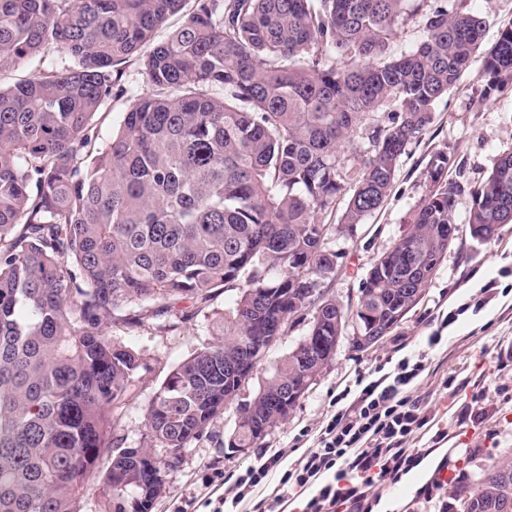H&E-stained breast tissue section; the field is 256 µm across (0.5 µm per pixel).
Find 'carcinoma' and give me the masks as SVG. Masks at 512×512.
I'll return each instance as SVG.
<instances>
[{"mask_svg":"<svg viewBox=\"0 0 512 512\" xmlns=\"http://www.w3.org/2000/svg\"><path fill=\"white\" fill-rule=\"evenodd\" d=\"M187 0H0V70L62 58L0 88V512H149L182 450L224 412V363L262 355L280 326L382 336L418 303L450 241L459 198L485 240L512 224V150L466 188L430 164L431 189L390 259L373 264L357 312L310 290L336 272L329 232L389 195L407 146L482 43L485 19L446 0H192L185 24L148 47ZM411 20L420 37L392 53ZM138 57L153 90L97 145V116L127 93ZM482 99L512 86V26L487 51ZM368 141L360 153L356 139ZM344 202L340 224L320 214ZM214 317V340L174 366L144 407L146 440L116 434L150 363L113 330L180 300ZM315 364L288 351L237 404L231 448L285 418L269 396ZM168 455H157L155 448ZM465 512H512V461L477 467Z\"/></svg>","mask_w":512,"mask_h":512,"instance_id":"cac0c4a2","label":"carcinoma"}]
</instances>
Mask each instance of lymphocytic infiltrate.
I'll list each match as a JSON object with an SVG mask.
<instances>
[{
    "instance_id": "1",
    "label": "lymphocytic infiltrate",
    "mask_w": 512,
    "mask_h": 512,
    "mask_svg": "<svg viewBox=\"0 0 512 512\" xmlns=\"http://www.w3.org/2000/svg\"><path fill=\"white\" fill-rule=\"evenodd\" d=\"M423 359L402 358L339 409L316 447L303 451L283 471L268 497L251 512H275L305 498L303 512H366L373 487L408 470L422 454L415 441L430 410L412 390L424 373ZM332 480H324V473Z\"/></svg>"
}]
</instances>
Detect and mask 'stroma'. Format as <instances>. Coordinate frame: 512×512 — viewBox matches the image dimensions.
Returning a JSON list of instances; mask_svg holds the SVG:
<instances>
[{
	"label": "stroma",
	"instance_id": "obj_1",
	"mask_svg": "<svg viewBox=\"0 0 512 512\" xmlns=\"http://www.w3.org/2000/svg\"><path fill=\"white\" fill-rule=\"evenodd\" d=\"M448 5L485 17V48L512 25V0H448ZM483 60V53H476L459 86L436 103L431 124L401 157L384 205L355 233L330 234L327 247L336 255V274L323 283L328 294L356 303L374 261L393 246L425 198V174L435 155L447 154V179L469 187L483 182L494 158L512 148V87L478 104ZM469 206V196H462L454 214L453 244L419 302L387 336L361 351L341 342L288 419L269 429L260 445L248 452L227 446L236 421L235 406H227L207 432L187 446L152 512H214L225 497L221 475L240 473L278 448L315 447L321 429L338 409L337 397L356 377L376 380L386 363L421 353L426 370L416 393L433 415L417 442L425 454L401 476L403 494L380 489L371 501L372 512H461L458 494L470 485L476 465L512 457V224L490 241H477L470 233ZM486 286L492 295L480 312L459 314L454 323L442 326L450 311ZM194 308L191 300H183L174 315L130 331L131 346L160 360L142 377V399H149L172 366L211 341L210 320L182 321V314ZM437 330L441 344L427 347V336ZM443 465L451 472L449 482L425 496V485Z\"/></svg>",
	"mask_w": 512,
	"mask_h": 512
}]
</instances>
